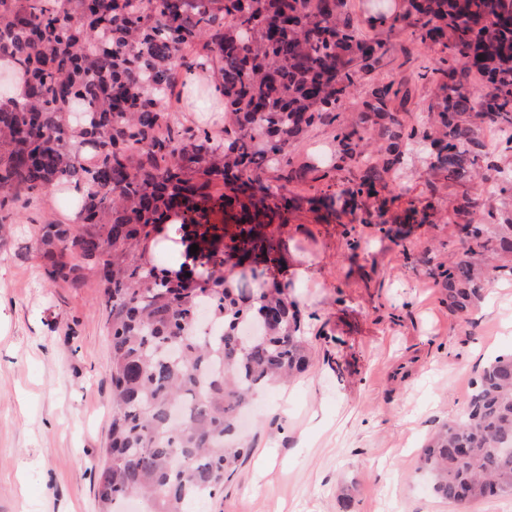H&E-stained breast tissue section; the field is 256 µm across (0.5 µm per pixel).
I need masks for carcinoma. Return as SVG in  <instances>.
<instances>
[{
  "instance_id": "1",
  "label": "carcinoma",
  "mask_w": 512,
  "mask_h": 512,
  "mask_svg": "<svg viewBox=\"0 0 512 512\" xmlns=\"http://www.w3.org/2000/svg\"><path fill=\"white\" fill-rule=\"evenodd\" d=\"M81 18L99 17L120 0H84ZM347 0H158V17L144 23L136 13L118 15L137 41L98 54L100 64L122 52L130 61L120 116L102 112L87 84L50 71L38 75L48 92L38 110L0 106V229L9 206L22 195L41 194L59 182L83 186L79 224L43 225L37 250L47 277L69 288L91 278L103 286L111 329V443L96 473L99 512H124L132 498L144 512H186L231 480L251 447L238 417L268 385L305 372L310 349L288 284L266 271L254 285L224 276V252L208 255L211 270L196 285L185 271L144 261L160 225L188 213L209 223L212 191L230 184L248 219L270 224L298 205L341 221L349 213L373 224L408 254L390 215L386 177L406 163L400 146H423L428 172L460 189L466 258L430 265L427 274L444 289L448 311L464 313L484 295L486 272L512 253V219L485 224L483 203L470 194L472 173L487 159L477 130L485 124L512 143V0H407L397 12L370 19L382 26L361 31ZM51 32L15 33L19 69L50 54L63 64L80 54V26L37 3L33 27ZM405 34L432 49L439 75L429 112L409 122L410 90L403 80L379 82L363 101L359 122L336 126L332 164L295 167L290 146L311 128L333 123L336 106L361 73L379 68L392 36ZM204 36L197 67L221 76L224 160L208 159L205 130L162 129L155 98L177 97L186 74L171 77L173 52ZM487 93L470 95L471 73ZM81 100L82 135L94 159L85 164L71 151L75 129L61 104ZM380 125L390 141L382 160H361L368 127ZM272 170L276 177L264 179ZM316 183L312 195H287L288 184ZM433 204L410 205L405 222L430 223ZM234 249L260 253L265 261L280 244L240 228ZM77 256L80 262L73 263ZM418 471L433 494L450 504H470L512 494V354L491 359L478 378L464 413L443 425L421 449Z\"/></svg>"
}]
</instances>
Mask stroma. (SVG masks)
<instances>
[{
	"mask_svg": "<svg viewBox=\"0 0 512 512\" xmlns=\"http://www.w3.org/2000/svg\"><path fill=\"white\" fill-rule=\"evenodd\" d=\"M429 49L392 38L381 69L357 79L337 107L357 120L369 88L407 79L414 112L435 89L419 67ZM173 127H202L224 143V112L204 88L187 93ZM424 164L390 179L392 214L436 199L433 221L409 224L410 255L359 224L357 250L341 225L300 208L277 228L275 276L310 319L313 367L261 392L250 415L248 460L194 512H512V496L472 506L436 498L416 470L428 436L460 413L487 360L512 353V270L487 274L472 314L450 315L424 260L451 264L464 249L449 224L455 187L430 194ZM68 183L20 200L0 250V512H99L95 473L112 420L111 337L96 280L71 290L51 282L36 252L38 228L71 223Z\"/></svg>",
	"mask_w": 512,
	"mask_h": 512,
	"instance_id": "1",
	"label": "stroma"
}]
</instances>
